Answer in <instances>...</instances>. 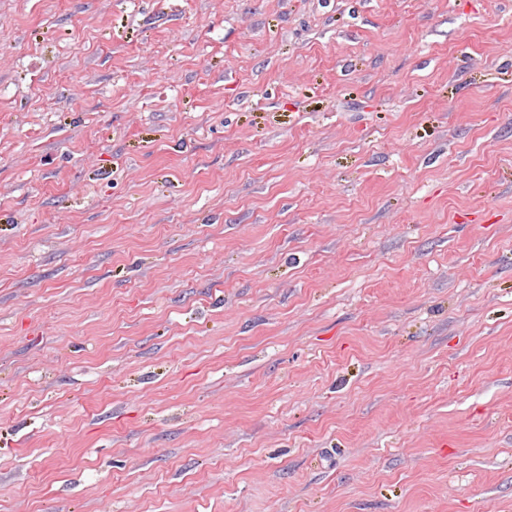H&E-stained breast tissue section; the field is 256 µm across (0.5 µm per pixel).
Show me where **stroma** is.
I'll list each match as a JSON object with an SVG mask.
<instances>
[{
    "mask_svg": "<svg viewBox=\"0 0 512 512\" xmlns=\"http://www.w3.org/2000/svg\"><path fill=\"white\" fill-rule=\"evenodd\" d=\"M0 512H512V0H0Z\"/></svg>",
    "mask_w": 512,
    "mask_h": 512,
    "instance_id": "35a3bbf8",
    "label": "stroma"
}]
</instances>
